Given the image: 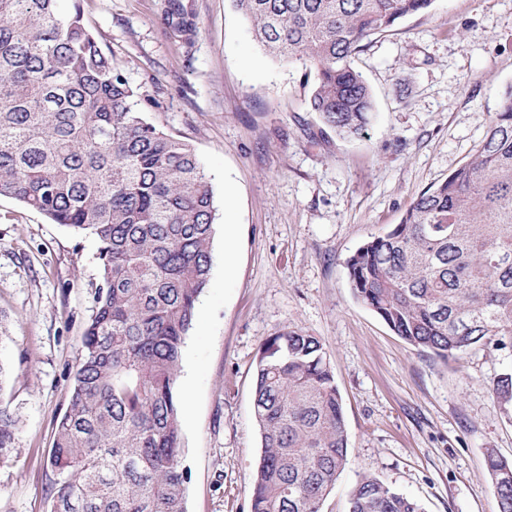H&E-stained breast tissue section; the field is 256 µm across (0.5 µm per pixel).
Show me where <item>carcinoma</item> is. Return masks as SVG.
<instances>
[{
  "mask_svg": "<svg viewBox=\"0 0 512 512\" xmlns=\"http://www.w3.org/2000/svg\"><path fill=\"white\" fill-rule=\"evenodd\" d=\"M254 40L309 67L310 111L363 134L365 41L435 0H231ZM142 94L89 30L79 3L0 0V197L97 243L98 282L50 456V512H186L182 348L212 267L216 209L194 149L158 129ZM355 298L420 352L512 348V88L470 159L423 191L400 223L347 260ZM492 392L512 407V369ZM254 417L262 455L250 512H321L349 460L320 339L283 329L261 344ZM17 422L0 383V466ZM497 512H512V461L486 454ZM349 512H424L375 476Z\"/></svg>",
  "mask_w": 512,
  "mask_h": 512,
  "instance_id": "1",
  "label": "carcinoma"
}]
</instances>
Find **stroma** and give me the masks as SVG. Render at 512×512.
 Here are the masks:
<instances>
[{"mask_svg":"<svg viewBox=\"0 0 512 512\" xmlns=\"http://www.w3.org/2000/svg\"><path fill=\"white\" fill-rule=\"evenodd\" d=\"M82 0L88 27L149 120L209 177L216 232L176 383L188 512H250L261 455L254 383L263 341L299 328L323 343L351 456L322 512H349L373 475L425 512H496L487 450L512 460V412L491 382L512 353L442 361L417 351L348 284L346 261L469 160L512 86V0H435L355 58L374 101L344 139L310 112L302 62L279 63L230 0ZM236 262L224 269V234ZM97 244L0 197V363L18 420L0 512H49V456L93 310Z\"/></svg>","mask_w":512,"mask_h":512,"instance_id":"obj_1","label":"stroma"}]
</instances>
